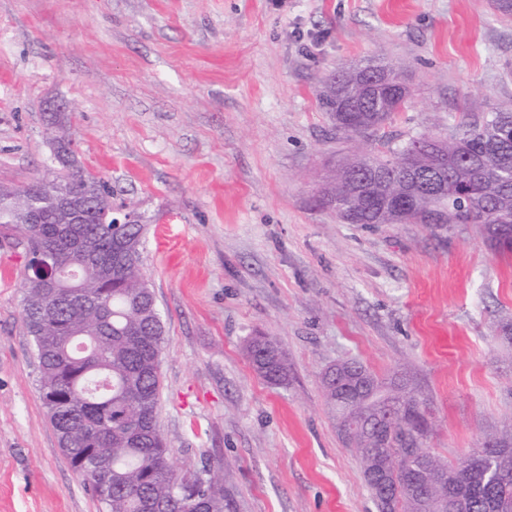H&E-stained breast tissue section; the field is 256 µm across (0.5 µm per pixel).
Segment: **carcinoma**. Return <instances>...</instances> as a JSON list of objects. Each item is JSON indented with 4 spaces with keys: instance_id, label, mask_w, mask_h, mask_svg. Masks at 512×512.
<instances>
[{
    "instance_id": "obj_1",
    "label": "carcinoma",
    "mask_w": 512,
    "mask_h": 512,
    "mask_svg": "<svg viewBox=\"0 0 512 512\" xmlns=\"http://www.w3.org/2000/svg\"><path fill=\"white\" fill-rule=\"evenodd\" d=\"M363 69L336 72L320 95L321 106L337 132L375 136L386 146L381 129L407 107L411 89L396 77L364 88ZM47 130L62 149L73 144L67 113H48ZM425 140L422 135L388 155L364 157L386 171L384 183H356L348 174L352 162L336 169L322 189L324 204L335 206L348 224L389 223L385 201L410 224H477L496 253L512 256V102L480 121L461 120L449 139L429 146ZM50 171L53 179L38 178L24 192L0 185V224L25 234V329L61 451L102 512H231L222 479L211 468L190 476L172 468L158 426L165 327L143 271L144 225L94 224L89 217L84 224L62 223L57 196L71 194L97 210L112 207V190L101 179L82 176L73 150L67 165ZM409 171L440 178L443 191L429 198L406 195ZM32 208L41 214L37 224L27 223ZM48 248L66 255L64 280L79 288V296L54 301L34 279L32 262ZM246 352L266 381H288L286 355L273 339L254 336ZM351 366L367 385L357 400L339 399L336 379L322 377L339 421L361 413L377 417L393 400L407 407L383 427V442L364 431L348 442L364 473L382 458L391 460L390 495L367 483L378 512H445L451 491L466 512H512V428L484 440L481 455L496 473L487 480L483 467L450 462L428 448V405L406 384L386 385L363 365Z\"/></svg>"
}]
</instances>
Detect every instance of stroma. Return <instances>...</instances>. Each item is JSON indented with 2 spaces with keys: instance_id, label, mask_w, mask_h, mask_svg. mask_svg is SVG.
Returning <instances> with one entry per match:
<instances>
[{
  "instance_id": "stroma-1",
  "label": "stroma",
  "mask_w": 512,
  "mask_h": 512,
  "mask_svg": "<svg viewBox=\"0 0 512 512\" xmlns=\"http://www.w3.org/2000/svg\"><path fill=\"white\" fill-rule=\"evenodd\" d=\"M370 60L413 95L393 147L512 101L500 0H0V185L38 177L44 103L67 100L82 165L135 207L165 324L157 420L179 472L218 467L234 512H376L323 388L355 360L429 405L456 460L512 426V257L475 224H346L318 94ZM26 240L0 228V512H99L58 446L26 332ZM272 337L288 382L252 368Z\"/></svg>"
}]
</instances>
